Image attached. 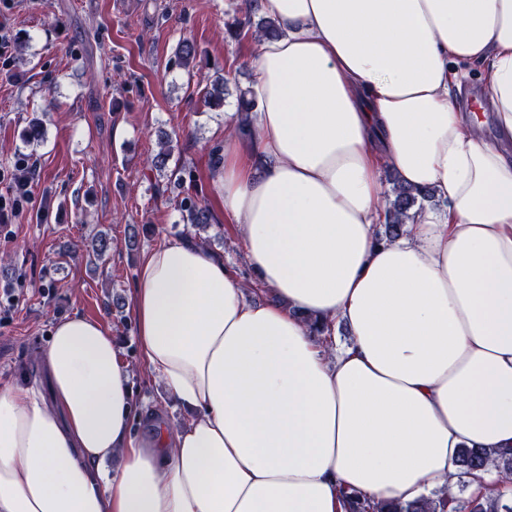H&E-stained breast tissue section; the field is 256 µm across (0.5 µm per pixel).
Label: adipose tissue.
Here are the masks:
<instances>
[{
    "label": "adipose tissue",
    "mask_w": 512,
    "mask_h": 512,
    "mask_svg": "<svg viewBox=\"0 0 512 512\" xmlns=\"http://www.w3.org/2000/svg\"><path fill=\"white\" fill-rule=\"evenodd\" d=\"M258 9L281 33L212 184L268 300L200 244L145 253L139 352L190 417L140 433L105 323L55 322L45 385L0 390V512L407 505L447 496L461 448L512 452V0ZM460 63L482 69L495 141L456 103ZM385 164L447 211L379 238Z\"/></svg>",
    "instance_id": "adipose-tissue-1"
}]
</instances>
